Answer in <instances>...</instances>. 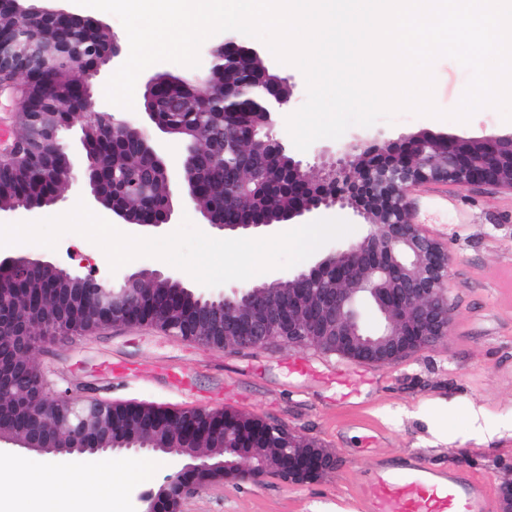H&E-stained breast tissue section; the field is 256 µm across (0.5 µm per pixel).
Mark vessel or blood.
I'll return each mask as SVG.
<instances>
[{"label":"vessel or blood","mask_w":512,"mask_h":512,"mask_svg":"<svg viewBox=\"0 0 512 512\" xmlns=\"http://www.w3.org/2000/svg\"><path fill=\"white\" fill-rule=\"evenodd\" d=\"M490 481L464 467H434L409 453L378 457L352 498L356 512H491Z\"/></svg>","instance_id":"vessel-or-blood-1"}]
</instances>
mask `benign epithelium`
I'll list each match as a JSON object with an SVG mask.
<instances>
[{
	"mask_svg": "<svg viewBox=\"0 0 512 512\" xmlns=\"http://www.w3.org/2000/svg\"><path fill=\"white\" fill-rule=\"evenodd\" d=\"M41 0H0V13L15 15L30 25L32 15L41 18L72 13L39 5ZM209 65L193 76L199 88L195 109L208 99L217 101L221 120L208 132V146L218 157L241 140L248 150L233 168L224 169V187L236 195L250 183L268 187L283 178L285 169L273 164L288 155V170L302 171V162L290 156L286 139L275 133L276 118L289 105L293 78L273 77L268 69L251 70L257 52L232 35L212 44ZM88 58L78 44L49 25L21 39L0 35V77L4 70L30 79L33 72L49 73L60 64L82 74L72 87L81 99V111L89 115L83 128L107 137L129 136L139 149L159 163L164 180L170 170L152 145L150 131L128 121L116 120L96 110L92 80L101 67L87 68ZM235 68L241 79L223 80L224 71ZM173 83L182 78L169 73L152 75L145 96L151 121L164 133L170 128L158 113L182 104L153 96L161 78ZM20 116L30 117L26 138L0 146V174L34 161H47L62 148L55 118L58 102L42 98V107L31 112V102L15 97ZM467 140L427 133L410 136L379 150L361 141L352 142L338 155L322 158L320 176L304 180V192L288 204L281 223L302 224L321 210L349 207L369 227L366 236L346 249L336 250L307 270L261 284L205 292L188 286L174 274L151 273L167 288L158 294L141 288L143 273L102 278L90 272L80 275L53 261L31 255L0 258V394L13 396L23 426L5 424L0 409V443L29 452L52 455L95 454L105 451L160 452L184 460L166 475L156 491H144L137 501L145 508L136 512H184L185 501L215 484L249 479L254 483L273 474L291 484L323 477L336 467V455L312 438L299 435L265 419L230 409L189 408L170 410L148 403H124L88 398L76 401L68 392L50 389L32 360L39 345L57 338L95 332L118 324H147L201 345L221 350L263 347L273 342L295 348H316L364 364H388L431 347L448 336L452 304L446 287L451 258L418 225L406 221L409 185L448 182L459 187L486 183L512 188L502 178L504 165L512 167V134L474 141L477 156L465 162L461 147ZM193 146L186 145L180 179L188 197L197 182L189 177ZM88 182L95 201L106 205L125 223L142 226L118 205L131 193L146 194L149 186L131 175L106 190L98 160L86 153L81 165L70 163ZM206 224L229 235L269 226L255 217L229 223L202 211ZM47 272L64 279L55 288V309L42 321L30 317L26 299L8 295L1 278L13 285L29 282ZM372 298L381 317L375 331L367 330L356 301L359 293ZM188 299L191 308L179 319L169 318V305ZM207 421L210 450L198 448L190 423Z\"/></svg>",
	"mask_w": 512,
	"mask_h": 512,
	"instance_id": "1",
	"label": "benign epithelium"
}]
</instances>
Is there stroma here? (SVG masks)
<instances>
[{
    "instance_id": "stroma-1",
    "label": "stroma",
    "mask_w": 512,
    "mask_h": 512,
    "mask_svg": "<svg viewBox=\"0 0 512 512\" xmlns=\"http://www.w3.org/2000/svg\"><path fill=\"white\" fill-rule=\"evenodd\" d=\"M270 72L293 76L291 110L307 96L302 72L279 63L267 45L240 35ZM434 99L444 110L460 100L469 71L450 58L434 65ZM427 132L478 139L512 133L492 108L459 123L401 112L369 127L354 125L339 139H320L296 152L310 175L318 157L363 141L386 147L400 137ZM448 201L423 188L411 190L421 228L435 226L445 248L453 317L436 346L364 374L336 379L337 355L281 343L222 351L149 326H117L75 341L60 339L33 358L55 390L79 398L145 402L180 410L229 408L274 420L335 452L336 469L304 484L269 476L261 483L227 482L196 496L188 512H352L350 496L370 471L374 454L420 453L436 467H468L494 489L512 482V191L489 185L448 186ZM30 254L59 261L80 273L108 272L104 251L85 237L63 234L55 249L25 243L0 255ZM306 360L304 370L292 369ZM112 465L127 483L112 490V503L131 507L139 489L158 488L172 468L169 456L116 452Z\"/></svg>"
}]
</instances>
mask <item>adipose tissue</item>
Instances as JSON below:
<instances>
[{"mask_svg": "<svg viewBox=\"0 0 512 512\" xmlns=\"http://www.w3.org/2000/svg\"><path fill=\"white\" fill-rule=\"evenodd\" d=\"M127 473L103 459L97 467L79 471L70 495L56 494L59 469L42 461L16 458L0 462V512H15L14 501L26 498L36 504L34 512H99L102 499L126 479Z\"/></svg>", "mask_w": 512, "mask_h": 512, "instance_id": "adipose-tissue-1", "label": "adipose tissue"}]
</instances>
